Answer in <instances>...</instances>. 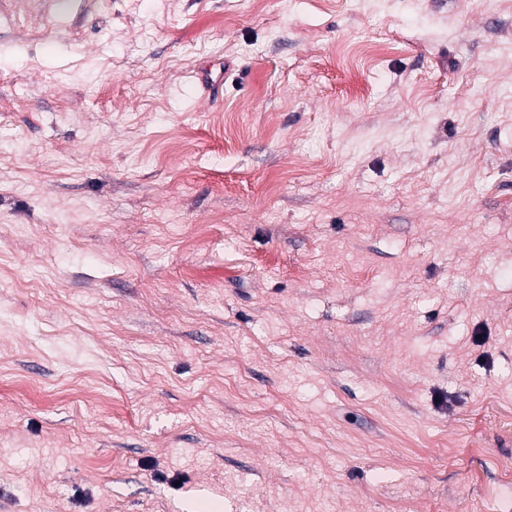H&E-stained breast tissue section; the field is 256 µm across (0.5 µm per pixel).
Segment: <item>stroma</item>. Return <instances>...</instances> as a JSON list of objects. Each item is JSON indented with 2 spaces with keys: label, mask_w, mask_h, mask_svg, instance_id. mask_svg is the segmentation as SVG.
Segmentation results:
<instances>
[{
  "label": "stroma",
  "mask_w": 512,
  "mask_h": 512,
  "mask_svg": "<svg viewBox=\"0 0 512 512\" xmlns=\"http://www.w3.org/2000/svg\"><path fill=\"white\" fill-rule=\"evenodd\" d=\"M512 0H0V512H497Z\"/></svg>",
  "instance_id": "35a3bbf8"
}]
</instances>
